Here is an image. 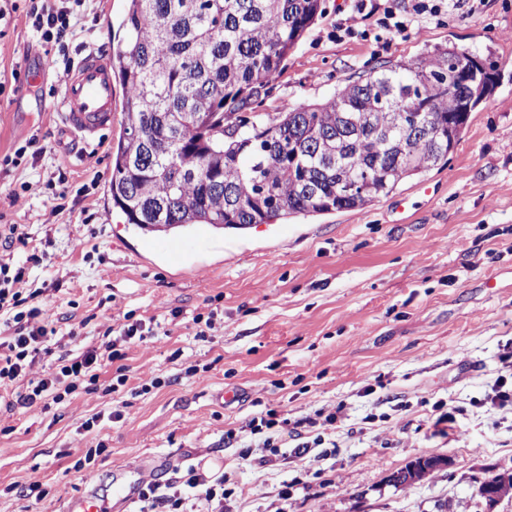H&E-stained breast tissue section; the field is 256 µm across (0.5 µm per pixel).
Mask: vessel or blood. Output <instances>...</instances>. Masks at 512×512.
<instances>
[{
  "instance_id": "vessel-or-blood-1",
  "label": "vessel or blood",
  "mask_w": 512,
  "mask_h": 512,
  "mask_svg": "<svg viewBox=\"0 0 512 512\" xmlns=\"http://www.w3.org/2000/svg\"><path fill=\"white\" fill-rule=\"evenodd\" d=\"M49 73L45 56L29 57L23 62L18 90L11 111H18L30 83L43 81ZM114 86L110 59L97 51L85 54L63 77L60 106L67 124L84 137L91 138L112 124ZM136 482L118 484L112 498L95 492L67 498L62 512H112L114 503H127L137 494Z\"/></svg>"
}]
</instances>
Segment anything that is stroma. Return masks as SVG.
Returning <instances> with one entry per match:
<instances>
[{"instance_id": "1", "label": "stroma", "mask_w": 512, "mask_h": 512, "mask_svg": "<svg viewBox=\"0 0 512 512\" xmlns=\"http://www.w3.org/2000/svg\"><path fill=\"white\" fill-rule=\"evenodd\" d=\"M0 21V106L28 52L50 59L17 121L0 122V226L22 225L18 258L35 257L25 291L44 289L57 321L46 352L0 387V512H59L69 495L111 496L133 468L142 485L195 464L223 474L226 512H485L474 483L487 467H512V410L490 403L498 377L512 389V0L383 40L337 38L347 0L325 12L289 56L262 112L323 103L370 70L413 63L451 46L498 64L494 94L472 112L445 163L355 211L298 216L201 233L196 251L171 264L162 234L127 224L108 192L112 150L125 134L123 87L112 125L82 139L58 108V81L90 50L121 36L126 0H91L83 31L64 48L34 36L29 0ZM66 177L65 201L56 182ZM31 183L21 191V183ZM208 318L207 326L196 317ZM153 332L124 345L129 379L107 393L116 367L44 411L13 402L47 377L57 358L111 342L126 323ZM237 391V400L224 399ZM317 425L318 447L300 453L288 430L262 449L249 420L261 407ZM448 420L438 423L440 412ZM237 446H225L227 431ZM104 443L95 464L76 468ZM252 445L242 456L241 444ZM272 465H259L262 456ZM447 467L407 487L387 477L421 457ZM37 483L43 499L23 496Z\"/></svg>"}]
</instances>
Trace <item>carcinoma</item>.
I'll use <instances>...</instances> for the list:
<instances>
[{"instance_id":"carcinoma-1","label":"carcinoma","mask_w":512,"mask_h":512,"mask_svg":"<svg viewBox=\"0 0 512 512\" xmlns=\"http://www.w3.org/2000/svg\"><path fill=\"white\" fill-rule=\"evenodd\" d=\"M325 0H127L112 69L125 136L112 203L146 233L243 229L359 210L446 160L497 64L448 47L347 83L322 104L257 111ZM200 175L194 177L192 172ZM365 191L336 196V173Z\"/></svg>"}]
</instances>
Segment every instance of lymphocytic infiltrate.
I'll return each mask as SVG.
<instances>
[{"label": "lymphocytic infiltrate", "mask_w": 512, "mask_h": 512, "mask_svg": "<svg viewBox=\"0 0 512 512\" xmlns=\"http://www.w3.org/2000/svg\"><path fill=\"white\" fill-rule=\"evenodd\" d=\"M87 0H41L31 6L29 17L39 40L55 46L66 36L78 33L79 20ZM482 0H407L403 12H395L391 5H384L377 20L380 29L396 35H404L413 29L439 21L443 15L464 16L474 14ZM19 225H9L7 233L0 237V315L5 316L8 336L0 340V384L15 381L25 371L29 357L35 356L53 336V329L42 323L47 302L41 291L28 294L19 288L26 269L6 257L14 241L25 240ZM122 354L115 345L105 349L91 348L72 358H62L57 370L49 377L18 393L15 405L33 411L42 403H61L65 394L74 391L85 380H96L95 370L102 361L117 362ZM128 377L125 367L116 369L117 385H125ZM196 490L211 512H224V478L207 475L200 467L191 465L164 484H152L142 489L140 512H185L184 489Z\"/></svg>", "instance_id": "obj_1"}]
</instances>
